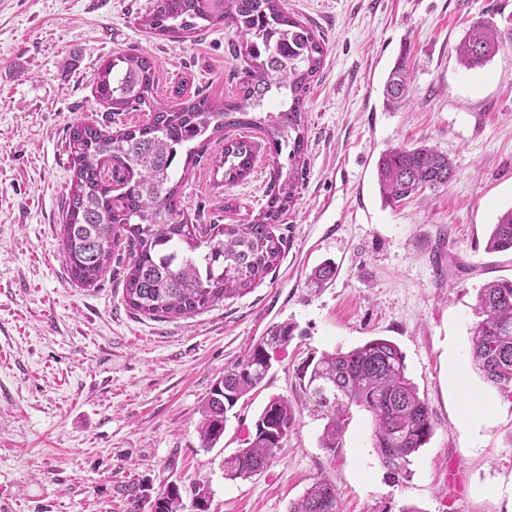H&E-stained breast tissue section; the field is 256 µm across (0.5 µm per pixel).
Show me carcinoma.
I'll use <instances>...</instances> for the list:
<instances>
[{
  "label": "carcinoma",
  "mask_w": 512,
  "mask_h": 512,
  "mask_svg": "<svg viewBox=\"0 0 512 512\" xmlns=\"http://www.w3.org/2000/svg\"><path fill=\"white\" fill-rule=\"evenodd\" d=\"M217 24L235 29L247 63L237 98L186 99L178 88V102L156 101L154 60L123 55L100 68L98 97L112 112L147 107L148 123L117 134L86 123L68 127L74 175L61 239L69 277L83 285L96 283L111 263L112 247L122 243L129 254L125 301L149 317H181L248 294L277 267L286 247L275 230L296 199L308 133L304 95L323 65L324 44L288 13L283 0H157L141 20L151 34L179 41ZM507 44L512 45V29L478 19L460 41V64L481 69ZM408 89L407 65L400 60L384 83L387 105L407 106ZM238 127L267 137L273 171L265 206L249 224L184 220L180 188L186 174L215 134ZM285 149L286 166L279 162ZM253 160L251 141L231 140L214 160V172H222L224 185L231 186L246 176ZM454 176L453 159L427 144L388 148L376 163L379 191L389 204L423 189L446 188ZM486 250L512 251V207L492 225ZM335 278L330 261L310 274L320 288ZM475 313L472 365L512 394V280L484 283ZM294 331L288 322L272 326L213 384L198 424L203 446L212 448L224 437L228 412L263 384L272 357ZM294 392V400L273 398L264 407L245 447L224 459L226 476L261 474L303 410L324 420L320 445L333 454L352 419L351 408L369 412L373 448L394 483L410 478V459L434 432L432 409L407 378L405 356L386 339L307 357L295 370ZM337 500L336 487L318 480L288 512H336ZM181 506L178 487L170 486L153 500L151 512H180Z\"/></svg>",
  "instance_id": "carcinoma-1"
}]
</instances>
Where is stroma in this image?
I'll use <instances>...</instances> for the list:
<instances>
[{
  "label": "stroma",
  "instance_id": "obj_1",
  "mask_svg": "<svg viewBox=\"0 0 512 512\" xmlns=\"http://www.w3.org/2000/svg\"><path fill=\"white\" fill-rule=\"evenodd\" d=\"M155 4L0 0V512H131L128 486L154 497L173 483L182 512H194L198 486L209 512H287L320 479L338 487V512H512V396L468 358L479 287L512 279V252L484 250L512 206V47L475 71L457 53L478 18L512 28V0H285L325 44L305 99L303 180L279 224L288 247L250 293L177 319L127 306L122 247L97 283L81 286L61 245L68 126L116 132L148 116L101 104L96 81L109 59H154L162 102L182 84L214 99L239 94L245 63L234 29L160 39L141 25ZM400 58L411 104L395 111L382 89ZM235 135L258 147L250 174L222 185L209 164L223 143L212 142L184 182L189 223L246 224L265 205L266 139L254 129ZM419 141L449 154L454 180L385 205L380 153ZM325 260L335 280L309 287ZM283 321L295 324L294 339L238 402L216 447L203 448L199 410L212 384ZM377 337L400 347L433 411L409 481H387L360 410L335 455L320 446L321 421L305 413L264 473L225 478V457L271 398L292 397L307 355Z\"/></svg>",
  "mask_w": 512,
  "mask_h": 512
}]
</instances>
